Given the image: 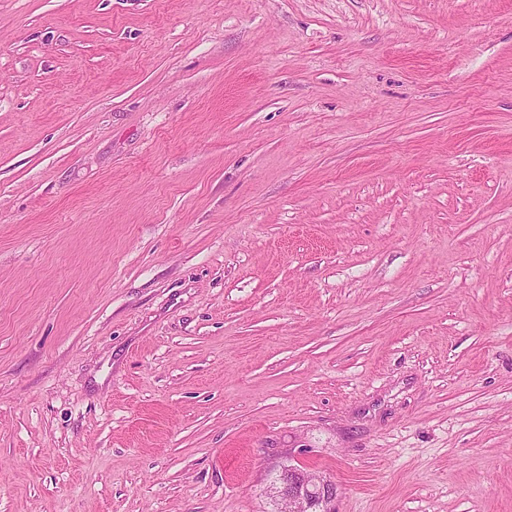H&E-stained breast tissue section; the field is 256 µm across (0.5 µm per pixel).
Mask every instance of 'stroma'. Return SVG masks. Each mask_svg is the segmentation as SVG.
Segmentation results:
<instances>
[{"label": "stroma", "mask_w": 512, "mask_h": 512, "mask_svg": "<svg viewBox=\"0 0 512 512\" xmlns=\"http://www.w3.org/2000/svg\"><path fill=\"white\" fill-rule=\"evenodd\" d=\"M512 512V0H0V512ZM273 494L282 501L295 502L298 512H332L338 496L336 483L317 471L292 464L283 465Z\"/></svg>", "instance_id": "35a3bbf8"}]
</instances>
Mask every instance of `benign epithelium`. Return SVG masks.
<instances>
[{"mask_svg":"<svg viewBox=\"0 0 512 512\" xmlns=\"http://www.w3.org/2000/svg\"><path fill=\"white\" fill-rule=\"evenodd\" d=\"M274 494L296 503L298 512H332L338 489L327 476L288 464L281 468Z\"/></svg>","mask_w":512,"mask_h":512,"instance_id":"benign-epithelium-1","label":"benign epithelium"}]
</instances>
